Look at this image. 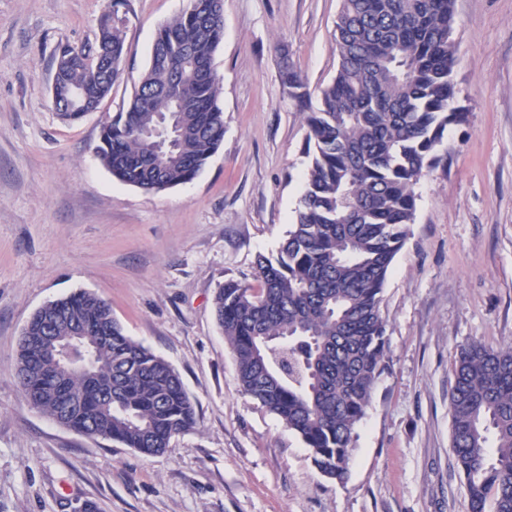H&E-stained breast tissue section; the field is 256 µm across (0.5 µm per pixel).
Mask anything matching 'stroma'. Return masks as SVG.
I'll list each match as a JSON object with an SVG mask.
<instances>
[{
	"mask_svg": "<svg viewBox=\"0 0 512 512\" xmlns=\"http://www.w3.org/2000/svg\"><path fill=\"white\" fill-rule=\"evenodd\" d=\"M189 0H127V54L99 111L62 121L50 89L60 49L92 44L103 0H0V512H469L451 451L460 348L512 345V0H455L447 162L422 179L383 291L388 363L357 428L349 478L314 467L302 439L240 390L213 297L252 281L304 190L311 103L338 67L340 0H224L213 65L224 141L189 183L146 192L94 148ZM85 290L180 375L195 428L147 457L43 416L16 383L18 340L48 301Z\"/></svg>",
	"mask_w": 512,
	"mask_h": 512,
	"instance_id": "1",
	"label": "stroma"
}]
</instances>
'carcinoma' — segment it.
I'll use <instances>...</instances> for the list:
<instances>
[{
  "instance_id": "cac0c4a2",
  "label": "carcinoma",
  "mask_w": 512,
  "mask_h": 512,
  "mask_svg": "<svg viewBox=\"0 0 512 512\" xmlns=\"http://www.w3.org/2000/svg\"><path fill=\"white\" fill-rule=\"evenodd\" d=\"M126 0H105L99 33L120 61ZM454 0H342L334 37L339 65L318 107L303 113L310 158L296 223L276 254L257 257V285L229 279L214 311L231 347L241 389L301 437L324 476L347 481L356 429L370 406L388 349L382 292L414 222L420 180L442 161L448 126L466 120L455 105ZM222 9L196 5L161 27L126 106L107 115L95 153L118 181L159 192L192 181L224 140L219 78L184 80L158 63L160 49L187 50L213 66ZM98 45L65 47L77 63L52 87L67 104L79 89L110 95L119 73L84 60ZM291 96L307 106L300 77ZM181 88L193 107L173 111ZM172 114L175 153L159 157L144 134ZM88 328L75 357L49 352ZM18 386L31 407L93 438L153 456L196 425L179 374L124 333L109 305L78 291L37 310L18 345ZM451 448L470 512H512V348L463 346L449 391ZM493 431L495 448L486 433Z\"/></svg>"
}]
</instances>
